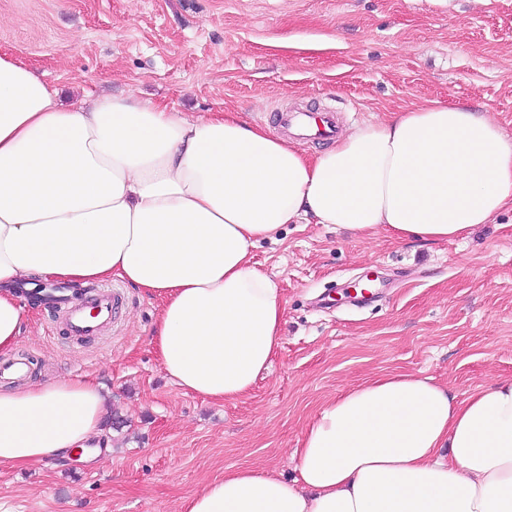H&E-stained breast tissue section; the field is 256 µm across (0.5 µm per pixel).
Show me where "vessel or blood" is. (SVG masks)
Instances as JSON below:
<instances>
[{
  "mask_svg": "<svg viewBox=\"0 0 512 512\" xmlns=\"http://www.w3.org/2000/svg\"><path fill=\"white\" fill-rule=\"evenodd\" d=\"M278 128L291 133L298 140H327L337 132L336 114L333 111H280ZM120 293L111 288H100L87 298L73 303L58 298L55 310L68 335L78 339L96 335L116 319Z\"/></svg>",
  "mask_w": 512,
  "mask_h": 512,
  "instance_id": "b4317fda",
  "label": "vessel or blood"
}]
</instances>
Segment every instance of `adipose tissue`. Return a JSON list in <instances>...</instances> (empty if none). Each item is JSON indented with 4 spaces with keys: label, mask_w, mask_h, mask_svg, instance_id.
<instances>
[{
    "label": "adipose tissue",
    "mask_w": 512,
    "mask_h": 512,
    "mask_svg": "<svg viewBox=\"0 0 512 512\" xmlns=\"http://www.w3.org/2000/svg\"><path fill=\"white\" fill-rule=\"evenodd\" d=\"M509 206L512 142L464 105L425 102L310 159L233 111L64 106L0 56V351L24 322L12 284L116 276L161 299L152 343L174 382L233 400L281 342L280 290L250 261L260 240L293 221L458 239ZM105 410L85 381L0 388V465L86 451ZM293 458L292 480L239 468L186 512H512V378L463 398L411 373L363 381L321 408Z\"/></svg>",
    "instance_id": "adipose-tissue-1"
}]
</instances>
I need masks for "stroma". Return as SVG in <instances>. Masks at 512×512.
I'll return each instance as SVG.
<instances>
[{
	"label": "stroma",
	"mask_w": 512,
	"mask_h": 512,
	"mask_svg": "<svg viewBox=\"0 0 512 512\" xmlns=\"http://www.w3.org/2000/svg\"><path fill=\"white\" fill-rule=\"evenodd\" d=\"M0 54L61 104L135 95L189 116L236 109L270 129L283 108L336 110L342 129L427 100L487 113L512 139V0H0ZM251 261L285 302L282 341L244 398L184 391L151 343L160 302L112 278L119 319L81 344L23 300L25 383L102 386L106 459L0 466V512H185L225 470L292 477L321 407L372 376L413 373L458 395L512 377V208L462 239L405 241L287 224ZM372 274L376 300L346 288Z\"/></svg>",
	"instance_id": "35a3bbf8"
}]
</instances>
